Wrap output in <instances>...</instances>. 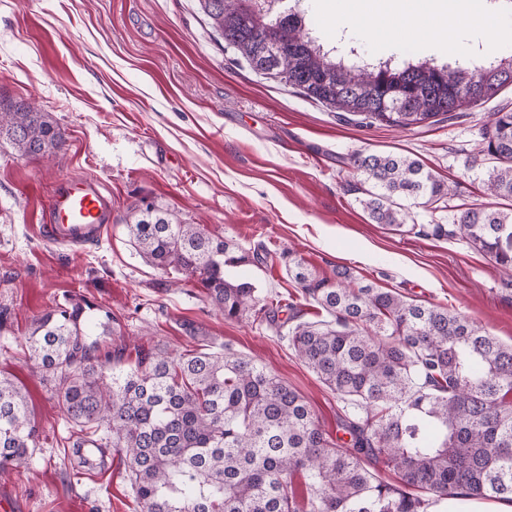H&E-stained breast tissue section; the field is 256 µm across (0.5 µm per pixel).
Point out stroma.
<instances>
[{
    "instance_id": "obj_1",
    "label": "stroma",
    "mask_w": 512,
    "mask_h": 512,
    "mask_svg": "<svg viewBox=\"0 0 512 512\" xmlns=\"http://www.w3.org/2000/svg\"><path fill=\"white\" fill-rule=\"evenodd\" d=\"M375 57L409 52L450 61L447 47L355 21ZM27 99L64 131V151L19 157L0 140V373L29 392L42 427L30 469L0 473L13 512H142L118 455L87 471L65 455L67 424L33 372L27 337L37 314L84 295L111 310L127 346L171 353L232 347L266 365L336 432L343 404L274 327L224 319L191 283L171 284L129 242L124 218L141 197L189 224L258 248L246 275L263 296L302 302L282 253L323 274L350 268L358 283L448 308L512 342V289L493 260L445 240L370 223L349 159L358 151L419 159L452 186L447 209L412 206L415 224H450L490 204L482 167L467 168L492 112L512 109V87L458 118L361 127L232 64L198 0H0V100ZM63 179L101 183L112 220L93 245L44 240L42 213Z\"/></svg>"
}]
</instances>
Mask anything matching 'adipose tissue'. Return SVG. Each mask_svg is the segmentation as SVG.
Segmentation results:
<instances>
[{"label": "adipose tissue", "mask_w": 512, "mask_h": 512, "mask_svg": "<svg viewBox=\"0 0 512 512\" xmlns=\"http://www.w3.org/2000/svg\"><path fill=\"white\" fill-rule=\"evenodd\" d=\"M336 14L344 19H397L402 31L446 44L461 56V34L469 29L495 32L499 11L491 0H349L348 6H337Z\"/></svg>", "instance_id": "1"}]
</instances>
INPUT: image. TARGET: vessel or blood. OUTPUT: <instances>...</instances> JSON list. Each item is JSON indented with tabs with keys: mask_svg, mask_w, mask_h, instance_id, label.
<instances>
[{
	"mask_svg": "<svg viewBox=\"0 0 512 512\" xmlns=\"http://www.w3.org/2000/svg\"><path fill=\"white\" fill-rule=\"evenodd\" d=\"M111 216L110 203L98 184L67 179L56 185L41 230L55 243L84 245L101 238Z\"/></svg>",
	"mask_w": 512,
	"mask_h": 512,
	"instance_id": "b4317fda",
	"label": "vessel or blood"
}]
</instances>
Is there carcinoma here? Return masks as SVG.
Instances as JSON below:
<instances>
[{"mask_svg": "<svg viewBox=\"0 0 512 512\" xmlns=\"http://www.w3.org/2000/svg\"><path fill=\"white\" fill-rule=\"evenodd\" d=\"M282 0H199L224 51L264 78L359 126L407 128L462 112L512 85V52L450 67L433 59L379 58L365 67L347 51L304 32V12ZM289 53L273 59L265 42ZM22 158L51 157L66 145L49 113L25 99L0 101V139ZM471 164L486 166L487 189L512 202V110L480 129ZM370 221L396 231L405 201L447 208L449 185L417 159L351 156ZM138 255L164 274L198 285L227 320L269 324L289 310L288 346L343 402L338 427L323 432L303 399L254 359L224 347L176 356L163 348L112 346L110 311L69 298L38 315L30 359L56 400L79 464L95 469L112 446L144 512H430L450 498L512 500V344L440 306L356 284L349 268L327 276L290 250L288 276L328 319H302L298 304L258 295L237 270L260 260L143 200L125 221ZM431 235L460 236L512 268V208L475 205ZM40 429L28 391L0 376V472L27 468ZM398 478H378L381 469Z\"/></svg>", "mask_w": 512, "mask_h": 512, "instance_id": "carcinoma-1", "label": "carcinoma"}]
</instances>
